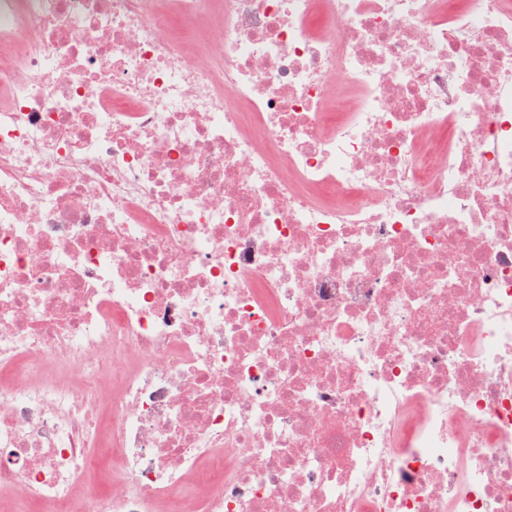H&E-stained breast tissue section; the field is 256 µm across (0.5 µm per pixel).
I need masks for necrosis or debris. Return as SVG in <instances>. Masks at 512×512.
Segmentation results:
<instances>
[{"mask_svg": "<svg viewBox=\"0 0 512 512\" xmlns=\"http://www.w3.org/2000/svg\"><path fill=\"white\" fill-rule=\"evenodd\" d=\"M512 512V0H0V512Z\"/></svg>", "mask_w": 512, "mask_h": 512, "instance_id": "obj_1", "label": "necrosis or debris"}]
</instances>
